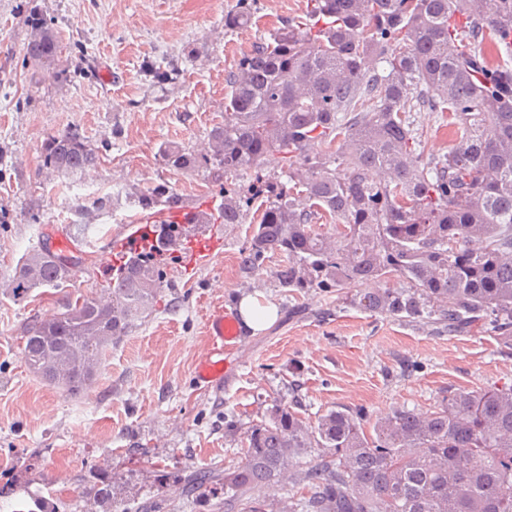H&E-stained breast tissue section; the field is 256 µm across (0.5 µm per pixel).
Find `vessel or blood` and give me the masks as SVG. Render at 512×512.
<instances>
[{
	"label": "vessel or blood",
	"instance_id": "1",
	"mask_svg": "<svg viewBox=\"0 0 512 512\" xmlns=\"http://www.w3.org/2000/svg\"><path fill=\"white\" fill-rule=\"evenodd\" d=\"M224 244L216 233L200 231L189 240V248L183 251L181 258L187 267L197 264L212 256ZM146 245L142 230L128 232L119 242H104V252L119 249L124 255H139ZM207 334L211 348L206 357L195 368L194 378L199 387L210 388L224 379V354L237 349L241 344V336L237 319L230 310L224 307L215 309L208 319Z\"/></svg>",
	"mask_w": 512,
	"mask_h": 512
}]
</instances>
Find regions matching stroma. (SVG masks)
I'll list each match as a JSON object with an SVG mask.
<instances>
[{
	"label": "stroma",
	"mask_w": 512,
	"mask_h": 512,
	"mask_svg": "<svg viewBox=\"0 0 512 512\" xmlns=\"http://www.w3.org/2000/svg\"><path fill=\"white\" fill-rule=\"evenodd\" d=\"M237 0H0V512H30L33 496L51 512H92L82 496L100 471L112 474V498L126 512H223L224 487L207 496L184 480L197 469L223 472L240 460L248 427L277 404L305 421L337 407L376 417L400 407L426 410L449 391L512 383V349L480 328L449 335L352 308L344 295L279 287L280 257L250 271L241 263L257 221L224 232V248L193 269L171 265L155 311L110 348L91 387L70 398L25 366L23 330L59 310L61 292L36 288L15 297L2 289L17 261L46 234H60L88 208L87 234L70 288L98 289L103 240L143 223L126 196L168 183L187 205L244 190L261 170L218 180L174 170L160 157L164 142L200 147L224 119L227 80L269 30L298 18L307 0H252L255 23L235 32L224 14ZM51 19L63 53L56 69L23 61L29 13ZM173 61L179 79L157 86L148 66ZM78 128L100 160L85 175L43 169L44 139ZM106 199L103 209L93 200ZM276 304L277 320L228 355L221 386L199 388L195 364L207 353L205 318L234 308L248 293Z\"/></svg>",
	"instance_id": "obj_1"
}]
</instances>
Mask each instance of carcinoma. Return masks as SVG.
<instances>
[{
    "instance_id": "carcinoma-1",
    "label": "carcinoma",
    "mask_w": 512,
    "mask_h": 512,
    "mask_svg": "<svg viewBox=\"0 0 512 512\" xmlns=\"http://www.w3.org/2000/svg\"><path fill=\"white\" fill-rule=\"evenodd\" d=\"M252 19L248 0H237L224 29ZM28 23L24 60L53 66L52 24L37 13ZM147 73L164 85L179 68ZM416 109L447 120L455 147L424 156ZM41 151L43 166L65 177L99 161L73 127L47 136ZM159 153L170 168L217 177L280 156V174L226 189L201 212L204 224H241L259 200L242 262L256 270L284 256L279 287L384 283L349 304L450 332L478 326L512 349V0H307L304 17L269 31L230 75L224 121L207 146L166 142ZM128 197L160 218L156 250L168 255L123 260L99 292L66 293L55 315L25 330L27 368L70 397L155 310L181 246L163 219L181 203L169 185ZM74 265L44 244L20 258L6 287L14 296L61 288ZM278 484L284 496L261 499ZM92 492L112 512V477ZM224 512H512V384L456 390L430 411L403 407L373 420L343 407L310 424L279 404L244 433L241 463L224 470Z\"/></svg>"
}]
</instances>
